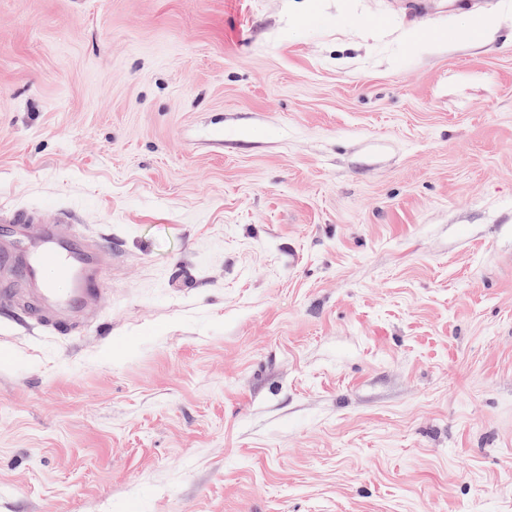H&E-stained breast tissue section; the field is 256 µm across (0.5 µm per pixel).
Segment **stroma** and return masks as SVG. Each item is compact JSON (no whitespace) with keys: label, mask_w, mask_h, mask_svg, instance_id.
Masks as SVG:
<instances>
[{"label":"stroma","mask_w":512,"mask_h":512,"mask_svg":"<svg viewBox=\"0 0 512 512\" xmlns=\"http://www.w3.org/2000/svg\"><path fill=\"white\" fill-rule=\"evenodd\" d=\"M405 12L0 0V208L113 242L0 307V512H512V0Z\"/></svg>","instance_id":"1"}]
</instances>
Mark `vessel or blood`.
I'll return each mask as SVG.
<instances>
[{
	"label": "vessel or blood",
	"instance_id": "1",
	"mask_svg": "<svg viewBox=\"0 0 512 512\" xmlns=\"http://www.w3.org/2000/svg\"><path fill=\"white\" fill-rule=\"evenodd\" d=\"M71 222L62 211L47 220L34 210L0 209V277L23 282L29 314L60 335L71 332L76 316L99 310L112 250L111 238H83Z\"/></svg>",
	"mask_w": 512,
	"mask_h": 512
}]
</instances>
